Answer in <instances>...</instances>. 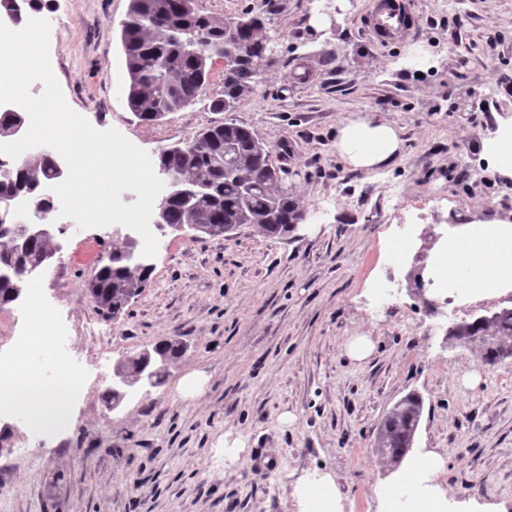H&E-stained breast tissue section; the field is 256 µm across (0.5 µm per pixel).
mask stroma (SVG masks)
<instances>
[{"label": "stroma", "instance_id": "stroma-1", "mask_svg": "<svg viewBox=\"0 0 512 512\" xmlns=\"http://www.w3.org/2000/svg\"><path fill=\"white\" fill-rule=\"evenodd\" d=\"M410 2L414 34L384 45L364 28L373 0H197L227 19L268 10L275 63L257 65L228 114L210 108L224 89L216 63L191 105L153 124L127 105L130 0H52L42 11L65 100L95 129H117L154 159L234 119L271 146L307 219L285 239L156 231L147 288L111 316L90 295L84 256L121 238L56 217V254L27 289L60 307L63 347L108 373L172 337L185 352L162 384L114 410L89 382L69 433L1 452L0 512H297L293 483L314 471L337 476L345 512H376V487L393 472L376 428L411 392L423 398L414 446L443 455L449 490L512 512V362L486 366L447 335L504 296L452 291L433 317L439 286L414 285L438 235L512 215V178L483 153L505 121L497 103L512 100V0ZM418 47L427 60L415 68ZM357 118L399 130L390 162L363 170L337 155L341 122ZM400 224L414 227L405 251ZM387 276L397 288L381 303ZM355 336L370 337L369 358L348 356Z\"/></svg>", "mask_w": 512, "mask_h": 512}]
</instances>
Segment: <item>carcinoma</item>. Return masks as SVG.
<instances>
[{
	"label": "carcinoma",
	"instance_id": "1",
	"mask_svg": "<svg viewBox=\"0 0 512 512\" xmlns=\"http://www.w3.org/2000/svg\"><path fill=\"white\" fill-rule=\"evenodd\" d=\"M187 0H131L127 19L122 23L121 44L129 77L128 105L144 123H154L166 114L185 108L195 101L210 77L213 59H224V92L213 99L215 111L224 110V102H237L251 89L257 62L275 63L270 40L265 38L266 22L261 13L248 12L228 20L186 7ZM208 138L200 145L189 141L181 147H169L159 153L157 168L178 170L189 180L202 185L194 200L201 223L215 235L232 233L238 225L250 221L269 238H284L291 233L287 219L297 209L291 189L284 178L274 177L267 169L266 156L260 151L258 137L249 128L232 120L202 130ZM231 148L238 177L224 174V148ZM55 179V163L44 149L31 150L7 175L0 178V194L25 195L32 203L48 211L52 206L37 192L33 183ZM253 185L247 198L241 181ZM186 204L176 198L168 202V223L181 224ZM16 256L9 238L0 236V306L12 302L11 276ZM152 272L136 269L124 249L108 250L98 262L95 285L102 300L100 307L116 315L126 307V289ZM486 338L477 350L483 364L494 367L512 356V311L497 313L490 325H458V343L471 338ZM183 353L180 342L158 344L157 356L169 362ZM422 400L411 394L401 399L378 427V448L391 461L399 462L412 448L422 413Z\"/></svg>",
	"mask_w": 512,
	"mask_h": 512
}]
</instances>
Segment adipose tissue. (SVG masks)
Segmentation results:
<instances>
[{
    "mask_svg": "<svg viewBox=\"0 0 512 512\" xmlns=\"http://www.w3.org/2000/svg\"><path fill=\"white\" fill-rule=\"evenodd\" d=\"M401 149L397 131L373 120L341 124L336 150L350 165L369 169L391 159ZM449 263L463 268L465 277L453 290L471 296L512 288V222L465 225L444 246ZM441 454L429 449L406 461L388 487L378 495V512H502L493 503L464 500L449 492L440 477ZM297 512H343L334 475L301 476L295 486Z\"/></svg>",
    "mask_w": 512,
    "mask_h": 512,
    "instance_id": "1",
    "label": "adipose tissue"
}]
</instances>
